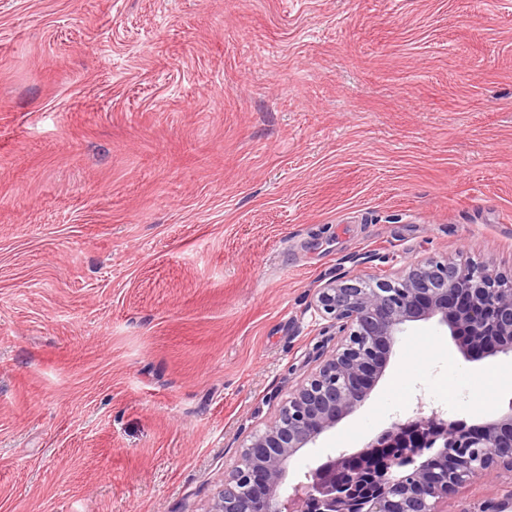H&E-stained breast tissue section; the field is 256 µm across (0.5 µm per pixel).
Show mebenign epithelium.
<instances>
[{"label": "benign epithelium", "instance_id": "7a95c632", "mask_svg": "<svg viewBox=\"0 0 512 512\" xmlns=\"http://www.w3.org/2000/svg\"><path fill=\"white\" fill-rule=\"evenodd\" d=\"M316 311L336 328V348L305 378L279 413L256 433L224 480L209 512H438L456 487L503 465L512 469V404L485 423L464 426L441 411L397 421L370 444L390 448L370 467L375 491L360 500L339 493L336 474L356 483L341 451L284 494L288 465L368 400L396 338L412 322L437 319L465 332L469 359L512 355V274L501 275L463 252L411 265L393 280L338 274L318 290ZM436 453L419 460L422 449Z\"/></svg>", "mask_w": 512, "mask_h": 512}]
</instances>
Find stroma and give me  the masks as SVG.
<instances>
[{"mask_svg":"<svg viewBox=\"0 0 512 512\" xmlns=\"http://www.w3.org/2000/svg\"><path fill=\"white\" fill-rule=\"evenodd\" d=\"M459 250L512 272V0H0V512H207L328 278ZM420 400L481 424L512 356L411 323L289 483Z\"/></svg>","mask_w":512,"mask_h":512,"instance_id":"1","label":"stroma"}]
</instances>
